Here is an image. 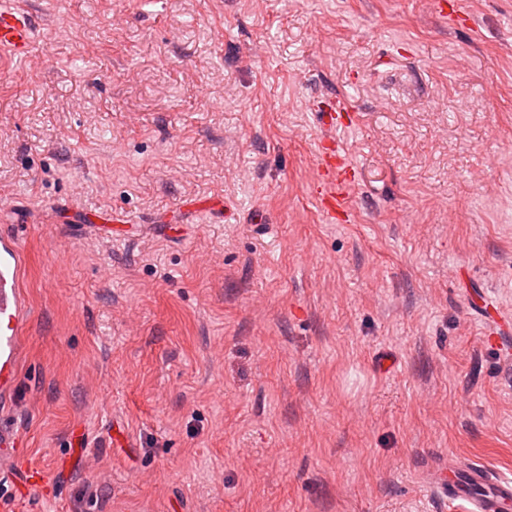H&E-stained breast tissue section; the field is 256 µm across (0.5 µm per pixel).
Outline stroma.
Segmentation results:
<instances>
[{
    "mask_svg": "<svg viewBox=\"0 0 512 512\" xmlns=\"http://www.w3.org/2000/svg\"><path fill=\"white\" fill-rule=\"evenodd\" d=\"M466 2L471 27L437 0H56L0 60L28 257L0 498L463 512L428 488L447 456L512 478V0ZM336 99L348 224L315 182ZM348 110L340 103L329 102V104L320 109L319 112H314L317 123L325 131L332 132L338 127H349L352 124L350 116L347 114Z\"/></svg>",
    "mask_w": 512,
    "mask_h": 512,
    "instance_id": "35a3bbf8",
    "label": "stroma"
}]
</instances>
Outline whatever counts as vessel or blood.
Wrapping results in <instances>:
<instances>
[{"mask_svg":"<svg viewBox=\"0 0 512 512\" xmlns=\"http://www.w3.org/2000/svg\"><path fill=\"white\" fill-rule=\"evenodd\" d=\"M43 36L38 17L29 0H0V58L22 61L34 54ZM326 131L351 126L342 104L331 103L316 112ZM319 204L328 223L349 222L353 212L346 191L355 183V167L346 149L325 139L318 150L316 166ZM25 263L17 237L0 234V371L9 372L16 342L26 324V303L18 290ZM430 481L449 502H460L465 512H512V480L494 476L486 466L457 459L433 468Z\"/></svg>","mask_w":512,"mask_h":512,"instance_id":"b4317fda","label":"vessel or blood"}]
</instances>
